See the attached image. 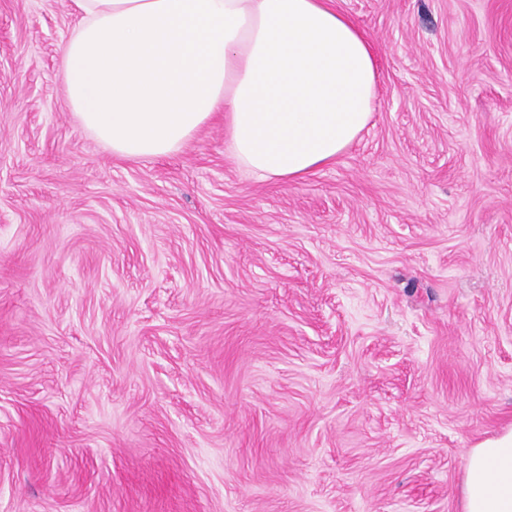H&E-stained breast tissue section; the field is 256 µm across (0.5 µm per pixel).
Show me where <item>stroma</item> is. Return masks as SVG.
<instances>
[{"label":"stroma","mask_w":512,"mask_h":512,"mask_svg":"<svg viewBox=\"0 0 512 512\" xmlns=\"http://www.w3.org/2000/svg\"><path fill=\"white\" fill-rule=\"evenodd\" d=\"M377 101L265 181L216 113L126 160L69 0H0V512H462L512 425V0H336Z\"/></svg>","instance_id":"obj_1"}]
</instances>
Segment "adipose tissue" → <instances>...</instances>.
<instances>
[{
	"instance_id": "adipose-tissue-1",
	"label": "adipose tissue",
	"mask_w": 512,
	"mask_h": 512,
	"mask_svg": "<svg viewBox=\"0 0 512 512\" xmlns=\"http://www.w3.org/2000/svg\"><path fill=\"white\" fill-rule=\"evenodd\" d=\"M60 48L70 112L127 160L182 150L223 113L236 161L297 180L369 123L373 50L328 0H71ZM462 512H512V427L467 454Z\"/></svg>"
}]
</instances>
